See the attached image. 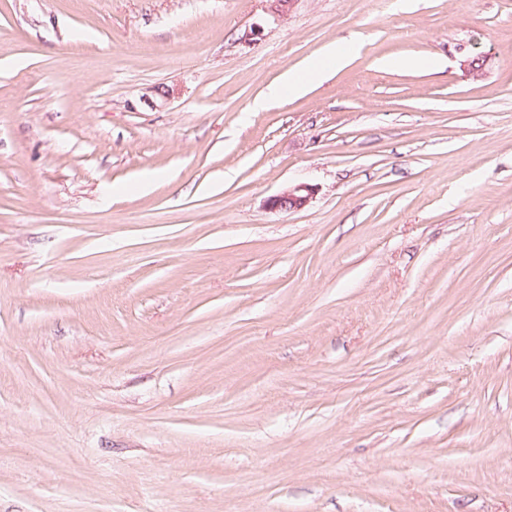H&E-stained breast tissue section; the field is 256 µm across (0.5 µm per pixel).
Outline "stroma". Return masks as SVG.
<instances>
[{
	"label": "stroma",
	"mask_w": 512,
	"mask_h": 512,
	"mask_svg": "<svg viewBox=\"0 0 512 512\" xmlns=\"http://www.w3.org/2000/svg\"><path fill=\"white\" fill-rule=\"evenodd\" d=\"M271 5L0 0V512H512V0ZM353 41L331 43L325 49L305 61L298 68L289 70L282 79L270 84L263 95L254 102V108H264L271 100L284 96L303 95L324 74L338 70L346 64L356 52ZM314 195V189L307 184H297L267 200L271 210L295 212L305 209Z\"/></svg>",
	"instance_id": "1"
}]
</instances>
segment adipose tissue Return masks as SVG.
<instances>
[{"instance_id":"adipose-tissue-1","label":"adipose tissue","mask_w":512,"mask_h":512,"mask_svg":"<svg viewBox=\"0 0 512 512\" xmlns=\"http://www.w3.org/2000/svg\"><path fill=\"white\" fill-rule=\"evenodd\" d=\"M355 42H336L305 61L298 68L288 71L282 79L270 84L263 95L254 102L255 108H263L269 101L284 96L303 95L324 74L346 64L356 52Z\"/></svg>"}]
</instances>
